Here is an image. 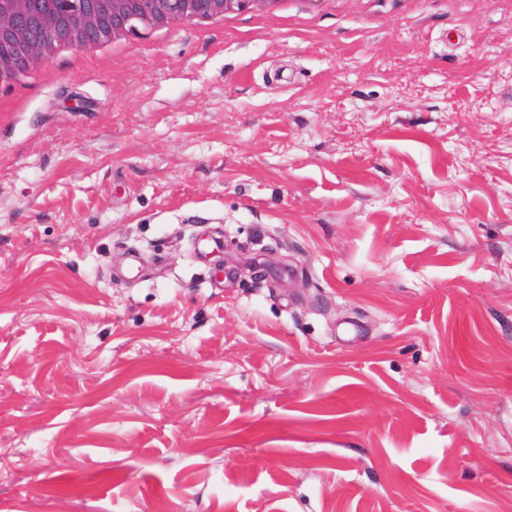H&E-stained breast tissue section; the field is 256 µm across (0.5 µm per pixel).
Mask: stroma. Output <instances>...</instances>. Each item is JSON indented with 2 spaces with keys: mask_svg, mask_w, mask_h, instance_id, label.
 <instances>
[{
  "mask_svg": "<svg viewBox=\"0 0 512 512\" xmlns=\"http://www.w3.org/2000/svg\"><path fill=\"white\" fill-rule=\"evenodd\" d=\"M0 105V512H512V0L170 26Z\"/></svg>",
  "mask_w": 512,
  "mask_h": 512,
  "instance_id": "stroma-1",
  "label": "stroma"
}]
</instances>
